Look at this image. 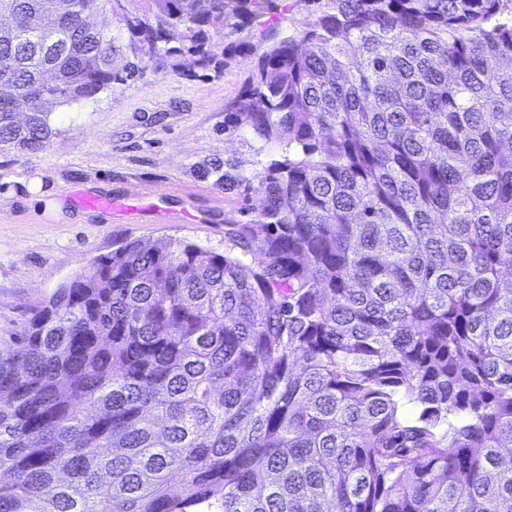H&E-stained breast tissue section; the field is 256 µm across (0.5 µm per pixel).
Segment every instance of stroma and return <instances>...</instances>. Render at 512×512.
Here are the masks:
<instances>
[{"label":"stroma","instance_id":"35a3bbf8","mask_svg":"<svg viewBox=\"0 0 512 512\" xmlns=\"http://www.w3.org/2000/svg\"><path fill=\"white\" fill-rule=\"evenodd\" d=\"M330 0H277L273 13L242 29L225 28L224 43L260 45L263 27L286 35L329 10ZM171 56L150 62L143 77L113 85L95 99L55 109L49 147L23 154L0 150V350L58 288L110 252L113 242L160 248L181 239L223 251L224 221L246 220L259 196L228 195L202 169L232 164L249 176L281 146L250 131H224V104L243 88L256 58L236 55L201 67L183 30L172 31ZM39 180L58 210L32 200ZM88 193L123 210L79 207ZM136 213H129V206Z\"/></svg>","mask_w":512,"mask_h":512}]
</instances>
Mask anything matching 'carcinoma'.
Instances as JSON below:
<instances>
[{
    "label": "carcinoma",
    "mask_w": 512,
    "mask_h": 512,
    "mask_svg": "<svg viewBox=\"0 0 512 512\" xmlns=\"http://www.w3.org/2000/svg\"><path fill=\"white\" fill-rule=\"evenodd\" d=\"M3 0L0 144L45 150L95 98L275 0H78L62 54ZM264 35L224 130L284 146L224 251L122 240L0 355V512H512V0H333ZM122 17L134 60L85 28ZM32 105L14 121L12 92ZM181 476L180 490L169 485Z\"/></svg>",
    "instance_id": "carcinoma-1"
}]
</instances>
